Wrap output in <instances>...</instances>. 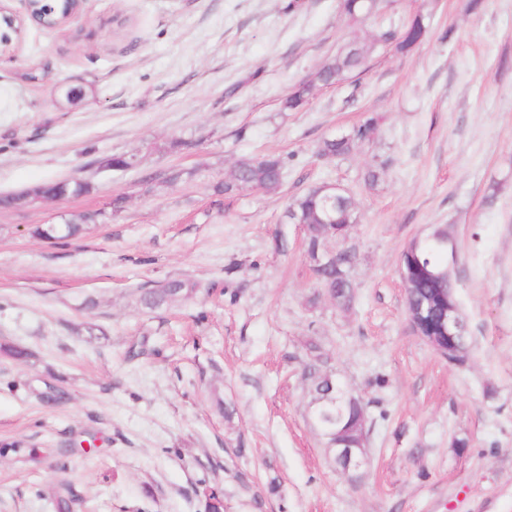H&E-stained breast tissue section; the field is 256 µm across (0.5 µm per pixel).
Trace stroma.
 I'll list each match as a JSON object with an SVG mask.
<instances>
[{
	"mask_svg": "<svg viewBox=\"0 0 512 512\" xmlns=\"http://www.w3.org/2000/svg\"><path fill=\"white\" fill-rule=\"evenodd\" d=\"M419 14L421 42L282 111L342 48ZM371 115L351 156H319ZM116 154L134 167H104ZM264 154L287 160L278 192L215 193ZM68 179L86 193L0 208V512H207L212 491L224 512H512V0L358 19L339 0H86L0 55V196ZM322 183L356 201L327 244L357 254L346 307L285 221ZM86 213L66 242L34 234ZM433 224L461 255L462 365L406 312L401 254ZM168 278L195 289L142 308ZM313 342L366 404L350 473L309 419Z\"/></svg>",
	"mask_w": 512,
	"mask_h": 512,
	"instance_id": "obj_1",
	"label": "stroma"
}]
</instances>
